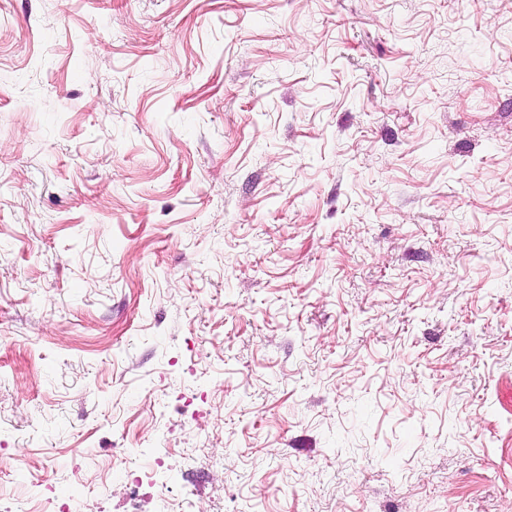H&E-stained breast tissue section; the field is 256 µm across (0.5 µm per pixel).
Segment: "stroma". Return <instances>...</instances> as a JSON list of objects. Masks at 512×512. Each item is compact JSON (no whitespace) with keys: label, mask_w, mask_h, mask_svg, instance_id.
I'll return each mask as SVG.
<instances>
[{"label":"stroma","mask_w":512,"mask_h":512,"mask_svg":"<svg viewBox=\"0 0 512 512\" xmlns=\"http://www.w3.org/2000/svg\"><path fill=\"white\" fill-rule=\"evenodd\" d=\"M38 485L512 512V0H0V494ZM128 480L142 486L144 483L150 488L161 489L163 487V474L165 462L161 456L153 457L148 463L130 468L124 466Z\"/></svg>","instance_id":"obj_1"}]
</instances>
